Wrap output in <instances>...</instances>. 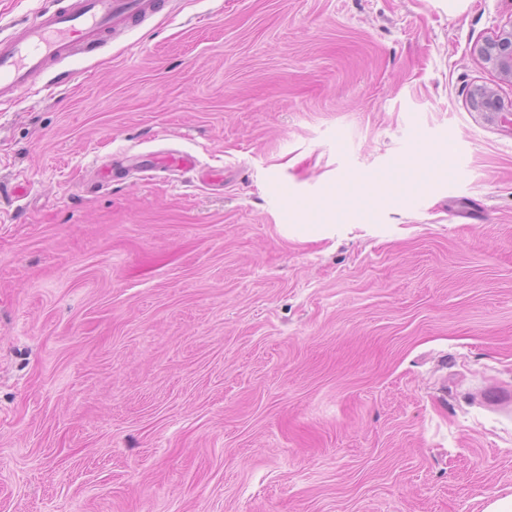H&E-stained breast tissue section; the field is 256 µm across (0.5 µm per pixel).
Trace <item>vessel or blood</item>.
<instances>
[{
	"mask_svg": "<svg viewBox=\"0 0 512 512\" xmlns=\"http://www.w3.org/2000/svg\"><path fill=\"white\" fill-rule=\"evenodd\" d=\"M167 5L168 0H56L54 9L36 12L0 38V98H14L59 63L103 46ZM153 165L187 172L198 161L187 152H166Z\"/></svg>",
	"mask_w": 512,
	"mask_h": 512,
	"instance_id": "1",
	"label": "vessel or blood"
}]
</instances>
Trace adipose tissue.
I'll list each match as a JSON object with an SVG mask.
<instances>
[{
    "instance_id": "1",
    "label": "adipose tissue",
    "mask_w": 512,
    "mask_h": 512,
    "mask_svg": "<svg viewBox=\"0 0 512 512\" xmlns=\"http://www.w3.org/2000/svg\"><path fill=\"white\" fill-rule=\"evenodd\" d=\"M447 152V147L442 146L437 153L416 155L403 163L395 175L376 180L371 187L352 182L337 187L322 209L336 216L337 220L344 221L367 213L380 204L394 202L400 198L403 185L422 184L433 177L439 170L436 155Z\"/></svg>"
}]
</instances>
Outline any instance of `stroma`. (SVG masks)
Returning a JSON list of instances; mask_svg holds the SVG:
<instances>
[{
    "label": "stroma",
    "mask_w": 512,
    "mask_h": 512,
    "mask_svg": "<svg viewBox=\"0 0 512 512\" xmlns=\"http://www.w3.org/2000/svg\"><path fill=\"white\" fill-rule=\"evenodd\" d=\"M509 26L512 0H170L0 102V512L512 496V414L475 398L512 389V81L476 52ZM440 145L405 201L317 209ZM169 151L198 169L90 182Z\"/></svg>",
    "instance_id": "stroma-1"
}]
</instances>
